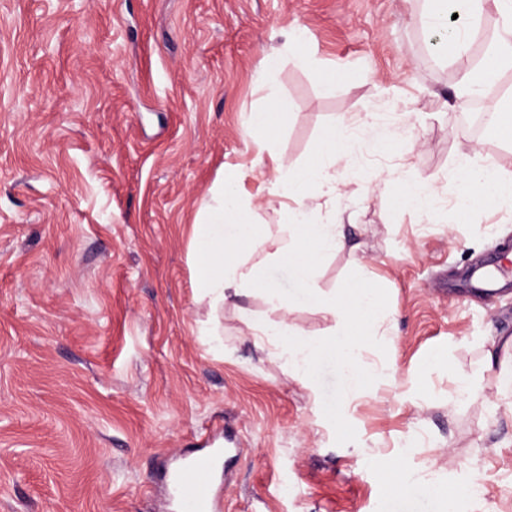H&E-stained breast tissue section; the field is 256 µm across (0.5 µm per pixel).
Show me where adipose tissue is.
Listing matches in <instances>:
<instances>
[{"mask_svg":"<svg viewBox=\"0 0 512 512\" xmlns=\"http://www.w3.org/2000/svg\"><path fill=\"white\" fill-rule=\"evenodd\" d=\"M433 9L422 13L421 22L445 14L447 9L464 12L472 20L471 28L453 34L449 39V54L463 55L470 44L474 29L492 30L494 49L480 61L463 66L457 75L456 97L466 100L490 95L493 77L503 65L512 64V0H430ZM351 134L346 119H339L318 143L317 162L296 170L287 160L273 156L272 175L267 181L270 194L291 200L288 221L295 234L279 255L282 263L297 273L307 295L332 313L336 327L331 336L310 340L297 336L283 323L265 322L247 317L246 323L258 346L272 345L284 357L289 371L305 382H312L314 366L324 355L335 356L343 365L346 378L353 388L369 382L370 374L363 358L366 343L378 335L383 318L375 288L355 282L340 293H325L318 288L316 271L322 260L345 245L340 225L312 224L308 221L306 201L314 185H332L328 164L336 153L349 151ZM462 187L457 198L458 209L470 208L474 202H493L512 193V172L495 171L483 174L471 161L458 168ZM250 201L236 186L220 188L214 193L200 223L195 226L192 247L198 265L203 270L200 287L212 308L223 307L234 297L262 295L272 309L282 305L280 296L268 288L260 267L248 265L243 255L261 248L262 241L249 221Z\"/></svg>","mask_w":512,"mask_h":512,"instance_id":"obj_1","label":"adipose tissue"}]
</instances>
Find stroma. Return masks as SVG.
<instances>
[{"label": "stroma", "mask_w": 512, "mask_h": 512, "mask_svg": "<svg viewBox=\"0 0 512 512\" xmlns=\"http://www.w3.org/2000/svg\"><path fill=\"white\" fill-rule=\"evenodd\" d=\"M424 5L0 0V512H177L163 470L229 439L222 512H383L392 496L418 512V488L390 492L397 464L450 487L482 479L458 512H512V394L487 373L472 400L455 395L486 353L512 363V262L506 293L466 295L474 260L512 244V197L459 216L456 171L468 153L512 170V147L454 97L459 63L440 41L464 18L425 28ZM272 57L287 112L270 142L248 120L269 104L257 77ZM344 116L354 147L309 221L341 225L346 245L317 286L380 289L385 332L364 361L396 370L356 396L336 358L305 384L242 318L333 333L275 260L287 202L261 181L270 151L309 166ZM380 135L391 151H375ZM228 175L263 241L247 259L282 309L251 295L214 314L201 297L192 226ZM414 183L428 205L395 209ZM434 350L444 363L420 372Z\"/></svg>", "instance_id": "35a3bbf8"}]
</instances>
